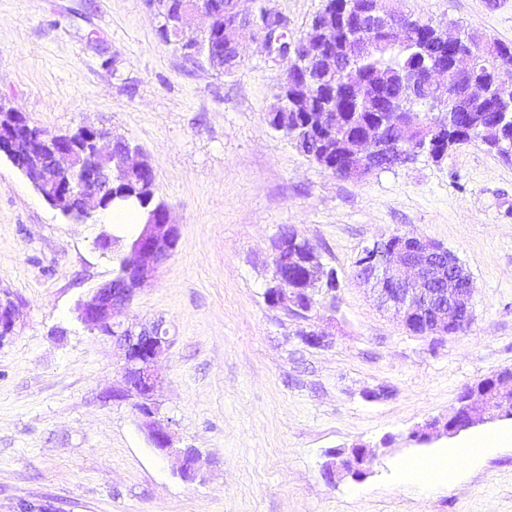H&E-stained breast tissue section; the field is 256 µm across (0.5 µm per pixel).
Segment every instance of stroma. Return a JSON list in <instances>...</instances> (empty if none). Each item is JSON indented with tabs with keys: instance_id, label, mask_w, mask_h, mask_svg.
<instances>
[{
	"instance_id": "obj_1",
	"label": "stroma",
	"mask_w": 512,
	"mask_h": 512,
	"mask_svg": "<svg viewBox=\"0 0 512 512\" xmlns=\"http://www.w3.org/2000/svg\"><path fill=\"white\" fill-rule=\"evenodd\" d=\"M305 33L324 0H266ZM405 15L512 46V0H393ZM148 0H0V104L56 134L104 128L139 146L179 229L172 257L122 320H164L159 400L176 444L201 454L192 480L116 400L120 360L77 320L111 278L93 242L0 154V290L18 307L0 341V512H512V446L422 490L403 477L450 438L407 442L461 391L512 368V161L468 143L356 181L298 151L268 123L286 60L243 31L228 74L157 34ZM294 226L335 270V302L303 318L268 304L273 242ZM421 237L454 252L475 293L467 331L415 336L383 311L355 260L373 240ZM318 326L329 343L300 331ZM387 389L370 401L369 390ZM363 444L360 483L327 482L325 453Z\"/></svg>"
}]
</instances>
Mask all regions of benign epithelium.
Listing matches in <instances>:
<instances>
[{"instance_id": "1", "label": "benign epithelium", "mask_w": 512, "mask_h": 512, "mask_svg": "<svg viewBox=\"0 0 512 512\" xmlns=\"http://www.w3.org/2000/svg\"><path fill=\"white\" fill-rule=\"evenodd\" d=\"M385 0H350V5L336 13L318 14L312 21L318 37L301 36L282 43L275 35L288 33V21L269 11L259 0H231L224 10V71L230 72L242 62L238 33L249 28L266 49L292 62L299 59L321 65L327 73L342 70L347 52L336 49L344 39L353 49L373 52L385 46L394 33L401 15L386 8ZM200 14L207 24L190 27L189 18ZM215 27L213 14L202 8L183 9L172 19V30L186 58L210 60L204 56L200 39L209 38ZM433 38L450 50V65L429 68L423 74L405 70L400 78L412 91L423 86L428 96L409 103L380 106L382 125L397 127L427 138L440 132L435 124L411 127V115L426 104L427 111L448 108V84L443 77L452 69L462 78L454 90L455 106L466 111L485 97V84L475 78L480 60L494 48L484 41L456 30L453 35L441 26ZM62 136L53 137L43 153L54 169L36 186L38 193L63 214L78 223H87L102 208L100 200L112 196V175L115 171L136 172L144 167V159L135 148L122 146L119 139L102 134L92 137V153L104 164L86 172L80 168L75 150L61 143ZM410 162L407 151L391 139L370 131L348 144L346 174L350 179L370 175L378 163ZM179 239L178 225L170 222V212L149 213L121 257L118 284L107 280L90 290L78 304V320L95 336L112 339L121 350V380L112 391L115 399H136L135 410L143 418L151 446L179 462L181 476L197 475L200 455L197 450L173 447L172 421L161 415L156 393L160 377L157 361L168 351L171 340L163 322L156 321L136 331L116 320L117 313L130 306L141 286L154 276L173 255ZM313 268L300 282L298 291L311 297L332 295L336 274L326 269L321 259L312 258ZM355 266L360 279L370 287L381 307L393 312L405 329L414 334L442 340L472 316L475 290L470 274L458 257L432 240L395 233L374 241L362 249ZM16 325L15 304L11 297H0V339L13 334ZM512 398V372L493 375V387H475L462 397L458 407L446 417H434L408 435L411 442L430 444L442 437H452L471 427L492 420L486 415L489 403ZM322 475L329 483L337 477H349L360 483L369 474L374 455L365 446L356 444L347 450H331Z\"/></svg>"}]
</instances>
